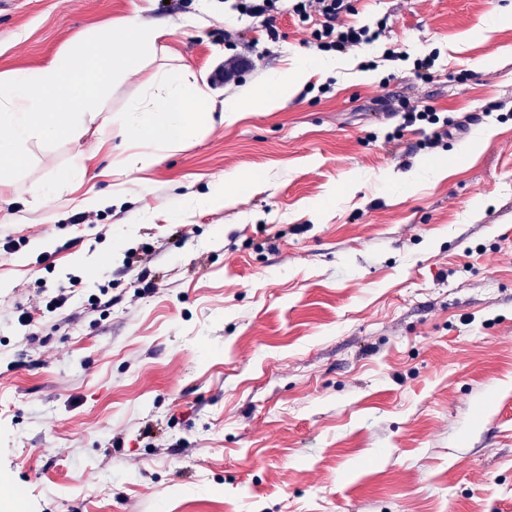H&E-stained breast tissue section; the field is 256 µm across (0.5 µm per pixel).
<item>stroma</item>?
<instances>
[{
	"label": "stroma",
	"mask_w": 512,
	"mask_h": 512,
	"mask_svg": "<svg viewBox=\"0 0 512 512\" xmlns=\"http://www.w3.org/2000/svg\"><path fill=\"white\" fill-rule=\"evenodd\" d=\"M233 2L0 0V73L133 11L169 34L115 117L161 66L220 106L317 56L316 20L281 11L274 43ZM506 5L351 0L340 24L385 21L376 43L140 172L97 119L29 144L0 189V477L22 512H512V25L479 29ZM80 155L81 188L39 194ZM230 172L224 207H186ZM89 189L123 202L81 209Z\"/></svg>",
	"instance_id": "1"
}]
</instances>
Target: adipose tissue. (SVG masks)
I'll return each instance as SVG.
<instances>
[{
  "label": "adipose tissue",
  "mask_w": 512,
  "mask_h": 512,
  "mask_svg": "<svg viewBox=\"0 0 512 512\" xmlns=\"http://www.w3.org/2000/svg\"><path fill=\"white\" fill-rule=\"evenodd\" d=\"M323 66L322 60L305 58L293 69L276 75L258 86L241 102L226 105V118L241 111L272 110L293 96ZM213 105L185 71L159 68L144 84L142 97L130 100L119 126L129 135L144 140L148 148L128 154L122 161L127 171H142L157 161L156 153L180 146L195 133L211 125Z\"/></svg>",
  "instance_id": "obj_1"
}]
</instances>
